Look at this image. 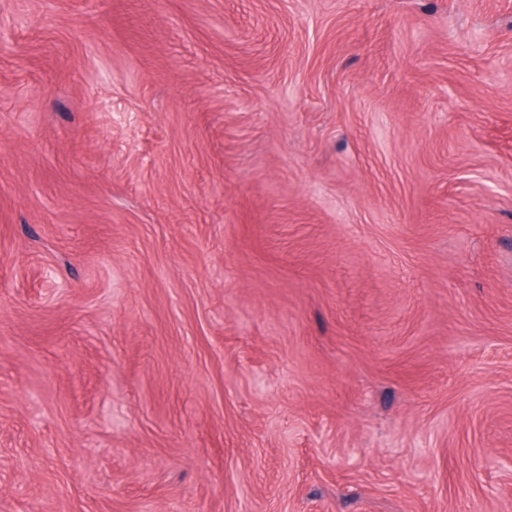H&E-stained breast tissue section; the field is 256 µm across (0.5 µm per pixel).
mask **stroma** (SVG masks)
Returning a JSON list of instances; mask_svg holds the SVG:
<instances>
[{"label": "stroma", "instance_id": "obj_1", "mask_svg": "<svg viewBox=\"0 0 512 512\" xmlns=\"http://www.w3.org/2000/svg\"><path fill=\"white\" fill-rule=\"evenodd\" d=\"M0 512H512V0H0Z\"/></svg>", "mask_w": 512, "mask_h": 512}]
</instances>
